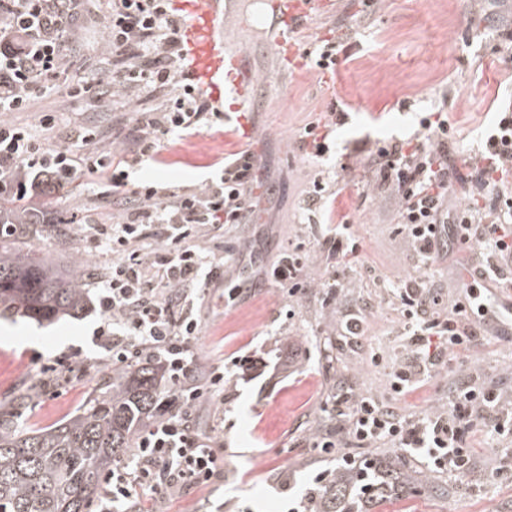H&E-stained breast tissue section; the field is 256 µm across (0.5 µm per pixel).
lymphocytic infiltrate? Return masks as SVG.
<instances>
[{
	"label": "lymphocytic infiltrate",
	"mask_w": 512,
	"mask_h": 512,
	"mask_svg": "<svg viewBox=\"0 0 512 512\" xmlns=\"http://www.w3.org/2000/svg\"><path fill=\"white\" fill-rule=\"evenodd\" d=\"M83 0H5L0 6V112L27 110L36 93L57 85L64 43ZM104 17L112 49V83L135 91L175 88L164 110L141 117L128 153L98 160L113 188L129 191L131 209L102 225L100 247L112 265L99 283L101 322L94 331L103 364L127 365L157 357L165 363L182 404L179 413L143 429L131 460L113 464L102 490L100 512H143L146 502L210 485L224 473V453L213 434L199 433L190 410L203 396L224 393V369L202 370L194 344L199 323L196 301L224 282V260L199 245L212 229L243 224L255 210L253 156L223 162L222 173L204 190L161 203L154 186L130 185L128 167L155 161L157 136L201 129L207 102L183 77L182 20L170 0H109ZM458 132L444 111L429 113L413 137L378 147L372 157L376 180L399 199L397 218L422 257L434 256L444 238L484 246L483 271L512 286V103L501 106L483 134L480 162L457 175L449 146ZM29 169L36 177L60 180L77 170L68 149H48L33 129L0 121V183ZM468 194L462 209L449 201L456 181ZM411 353L393 371L397 393L413 390L445 352L472 348L479 332L457 304L444 319L425 320L429 291L407 283L401 293ZM332 407L348 437L360 448L382 442L423 458L428 467L453 475L473 466L466 434L475 419L501 433L512 432V415L501 409L499 393L475 381L455 391L447 411L423 418L402 416L356 393L335 395Z\"/></svg>",
	"instance_id": "f902f5d3"
}]
</instances>
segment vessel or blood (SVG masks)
<instances>
[{"label":"vessel or blood","mask_w":512,"mask_h":512,"mask_svg":"<svg viewBox=\"0 0 512 512\" xmlns=\"http://www.w3.org/2000/svg\"><path fill=\"white\" fill-rule=\"evenodd\" d=\"M174 6L184 21L183 53L187 72L199 92L224 114L227 128L247 127L251 111L253 73L245 52L227 48L222 0H175ZM312 6L311 0H265L264 21L275 31L271 51L288 47V39L300 29Z\"/></svg>","instance_id":"1"}]
</instances>
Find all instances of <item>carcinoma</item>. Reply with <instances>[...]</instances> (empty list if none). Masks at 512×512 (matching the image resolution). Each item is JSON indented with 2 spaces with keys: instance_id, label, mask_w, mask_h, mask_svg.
Instances as JSON below:
<instances>
[{
  "instance_id": "carcinoma-1",
  "label": "carcinoma",
  "mask_w": 512,
  "mask_h": 512,
  "mask_svg": "<svg viewBox=\"0 0 512 512\" xmlns=\"http://www.w3.org/2000/svg\"><path fill=\"white\" fill-rule=\"evenodd\" d=\"M36 223L27 199L0 197V315L10 312L40 323L75 315L87 304L85 283L60 273L46 256L23 250L16 229ZM165 368L141 360L112 372L74 416L30 428L17 415H0V512H89L102 477L140 427L173 414L160 408ZM412 476L389 466L336 471L305 499L312 512H365V504L410 489Z\"/></svg>"
}]
</instances>
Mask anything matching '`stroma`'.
I'll return each instance as SVG.
<instances>
[{"mask_svg": "<svg viewBox=\"0 0 512 512\" xmlns=\"http://www.w3.org/2000/svg\"><path fill=\"white\" fill-rule=\"evenodd\" d=\"M331 2L333 11L317 8L307 17L300 55L289 60L264 49L269 33L260 0H237L224 26L230 45L249 52L258 77L250 134L225 133L223 118L213 115L196 135L160 137L156 161L130 172L136 185L199 191L219 161L248 150L263 193L254 223L199 240L226 256V286L242 289L233 303L214 297L197 306L198 360L206 368L225 364L228 373L223 396L202 398L192 415L200 430L223 443L224 475L209 488L166 500L159 512H280L287 498H301L314 471L336 467L312 442L318 432L337 429L332 397L344 386L411 417L448 409L455 389L476 376L512 406V336L490 335L469 351L451 352L414 390H392L391 374L410 352L399 286L415 280L431 288V310L444 316L468 288L483 283L455 261L461 253L477 254V247L457 245L428 262L414 252L396 219V195L375 187L369 164L379 145L408 139L420 113L437 109L469 132L452 149L456 165L479 159L481 132L493 122L498 99L512 96V67L499 52L500 33L512 27V0H368L361 23L353 19L358 0ZM105 9V0H86L64 45L69 85L96 77L108 83L105 95L76 99L61 88L35 97L28 111L0 114L32 128L41 115H55V127L41 133L53 149L68 146L73 128L95 132L93 149H78V171L67 184L33 188L44 229L25 236L28 250L51 254L67 269L90 270L92 291L112 262L97 248L93 227L111 223L119 205L87 166L129 147L141 114L161 111L171 96L111 87ZM331 38L341 74L333 89L304 57L315 40ZM312 123L330 127L331 151L320 159L309 157L299 141ZM318 179L331 182V192L309 223H299ZM60 216L67 224L57 225ZM341 222L350 226L356 253L336 256L320 244L329 225ZM287 248L304 260L299 286L269 287L264 272ZM355 312L365 322L358 343L341 333L344 315ZM100 320L94 301L81 315L52 323L0 316V412L14 413L24 396L28 424L44 427L73 415L112 375L97 363L102 350L93 332ZM37 355L71 361L69 381L45 383L32 365ZM467 442L475 462L462 477L431 472L388 444L367 449L371 460L404 466L415 478L413 489L371 512H512V478L496 472L499 449L512 443L479 425Z\"/></svg>", "mask_w": 512, "mask_h": 512, "instance_id": "1", "label": "stroma"}]
</instances>
